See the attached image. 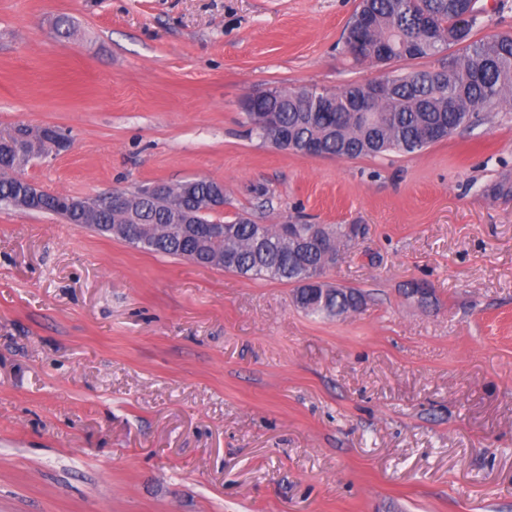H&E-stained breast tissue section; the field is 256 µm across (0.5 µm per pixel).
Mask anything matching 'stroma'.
<instances>
[{"mask_svg":"<svg viewBox=\"0 0 512 512\" xmlns=\"http://www.w3.org/2000/svg\"><path fill=\"white\" fill-rule=\"evenodd\" d=\"M358 3L0 0V134L70 138L22 169L38 189L204 176L216 221L365 227L323 276L365 303L325 317L0 206V512H512V197L482 194L512 177V110L356 159L244 123L251 95L433 67L354 62Z\"/></svg>","mask_w":512,"mask_h":512,"instance_id":"obj_1","label":"stroma"}]
</instances>
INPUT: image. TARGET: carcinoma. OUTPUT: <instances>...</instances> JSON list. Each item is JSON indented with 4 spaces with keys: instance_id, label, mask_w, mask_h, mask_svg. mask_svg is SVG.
I'll list each match as a JSON object with an SVG mask.
<instances>
[{
    "instance_id": "obj_1",
    "label": "carcinoma",
    "mask_w": 512,
    "mask_h": 512,
    "mask_svg": "<svg viewBox=\"0 0 512 512\" xmlns=\"http://www.w3.org/2000/svg\"><path fill=\"white\" fill-rule=\"evenodd\" d=\"M473 0H360L348 25L361 31L374 49L370 63L434 59L438 67L410 70L386 81L367 121L350 112L353 99L364 95L366 83L348 84L336 91L317 86L272 91L261 109L295 141H316L327 156L354 159L390 152L415 154L448 138L461 128H475L504 105L512 107V32L481 36L488 13L473 15ZM22 127L0 137V203L16 206L22 178L8 175L17 146L25 161L53 149L54 140ZM213 181L197 184L186 193L185 183L171 186V197L159 198L140 189L130 193L128 209L114 212L101 203L82 216L71 214L67 197L44 192L30 207L61 216L70 224H125L128 236L145 231L147 250L190 260L198 265L222 267L249 278H269L295 285V301L311 315L340 316L357 310L363 296L353 289H334L322 295L300 283L322 275L326 254L347 235V225L290 221L260 224L240 214L227 221V237L212 233L213 221L202 216L198 224L186 220L211 193ZM497 199L512 197V181L502 179L483 189Z\"/></svg>"
}]
</instances>
